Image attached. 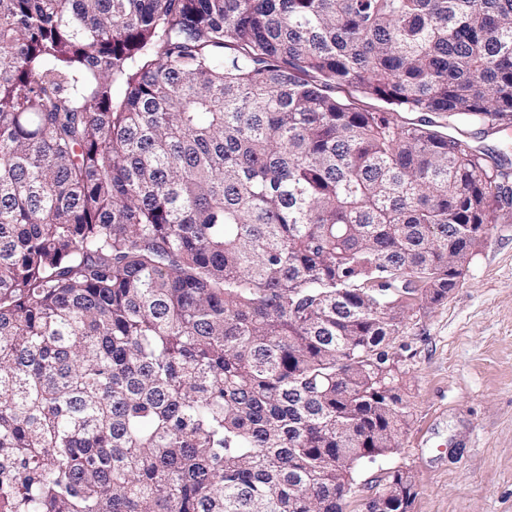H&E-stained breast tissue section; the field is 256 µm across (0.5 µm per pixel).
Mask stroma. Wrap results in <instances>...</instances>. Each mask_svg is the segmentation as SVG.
I'll return each mask as SVG.
<instances>
[{
  "label": "stroma",
  "mask_w": 512,
  "mask_h": 512,
  "mask_svg": "<svg viewBox=\"0 0 512 512\" xmlns=\"http://www.w3.org/2000/svg\"><path fill=\"white\" fill-rule=\"evenodd\" d=\"M512 161V127H447ZM390 352L408 423L356 470L346 512H367L388 472L411 476L409 512H512V218L492 225L446 299L406 310Z\"/></svg>",
  "instance_id": "35a3bbf8"
}]
</instances>
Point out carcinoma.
<instances>
[{"label": "carcinoma", "instance_id": "obj_1", "mask_svg": "<svg viewBox=\"0 0 512 512\" xmlns=\"http://www.w3.org/2000/svg\"><path fill=\"white\" fill-rule=\"evenodd\" d=\"M446 122L512 125V0H0V512H343L512 208Z\"/></svg>", "mask_w": 512, "mask_h": 512}]
</instances>
